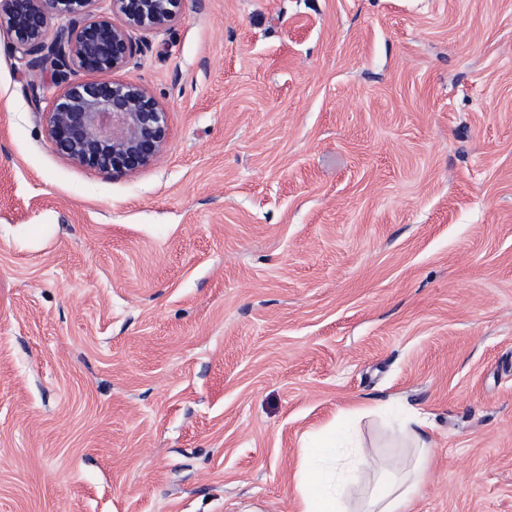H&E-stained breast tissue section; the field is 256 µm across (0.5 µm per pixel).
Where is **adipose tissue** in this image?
Here are the masks:
<instances>
[{
  "instance_id": "1",
  "label": "adipose tissue",
  "mask_w": 512,
  "mask_h": 512,
  "mask_svg": "<svg viewBox=\"0 0 512 512\" xmlns=\"http://www.w3.org/2000/svg\"><path fill=\"white\" fill-rule=\"evenodd\" d=\"M426 425L423 417L403 425L415 449L412 462L405 466L384 463L355 445L339 451L342 433L335 425L326 426L324 439L299 453L297 512H347L343 491L364 472L374 473L376 480L366 489L358 512H411L434 455L423 432Z\"/></svg>"
}]
</instances>
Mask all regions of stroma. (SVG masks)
I'll list each match as a JSON object with an SVG mask.
<instances>
[{"mask_svg": "<svg viewBox=\"0 0 512 512\" xmlns=\"http://www.w3.org/2000/svg\"><path fill=\"white\" fill-rule=\"evenodd\" d=\"M107 81L160 160L63 158L0 24V512H294L395 409L412 512H512V0H184Z\"/></svg>", "mask_w": 512, "mask_h": 512, "instance_id": "stroma-1", "label": "stroma"}]
</instances>
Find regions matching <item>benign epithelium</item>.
Here are the masks:
<instances>
[{
    "mask_svg": "<svg viewBox=\"0 0 512 512\" xmlns=\"http://www.w3.org/2000/svg\"><path fill=\"white\" fill-rule=\"evenodd\" d=\"M0 0L14 51L31 77L59 87L46 109L48 136L73 164L127 176L156 162L168 141L167 112L135 81H84L80 71L108 73L128 65L130 32L158 34L176 22L183 0ZM52 40H47L49 29Z\"/></svg>",
    "mask_w": 512,
    "mask_h": 512,
    "instance_id": "benign-epithelium-1",
    "label": "benign epithelium"
}]
</instances>
